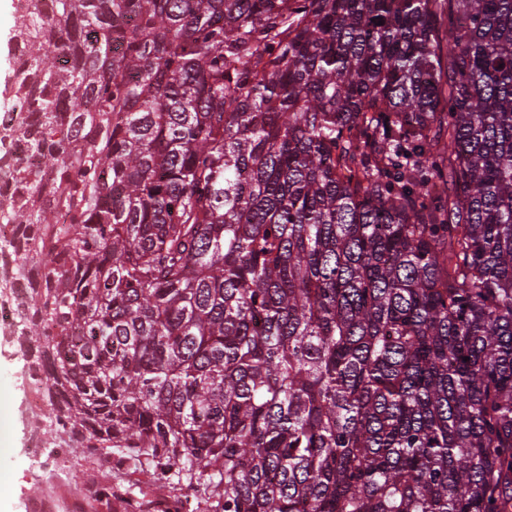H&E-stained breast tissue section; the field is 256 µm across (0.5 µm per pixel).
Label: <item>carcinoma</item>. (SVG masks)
Masks as SVG:
<instances>
[{
    "label": "carcinoma",
    "mask_w": 512,
    "mask_h": 512,
    "mask_svg": "<svg viewBox=\"0 0 512 512\" xmlns=\"http://www.w3.org/2000/svg\"><path fill=\"white\" fill-rule=\"evenodd\" d=\"M14 10L50 444L193 512H512V0Z\"/></svg>",
    "instance_id": "1"
}]
</instances>
